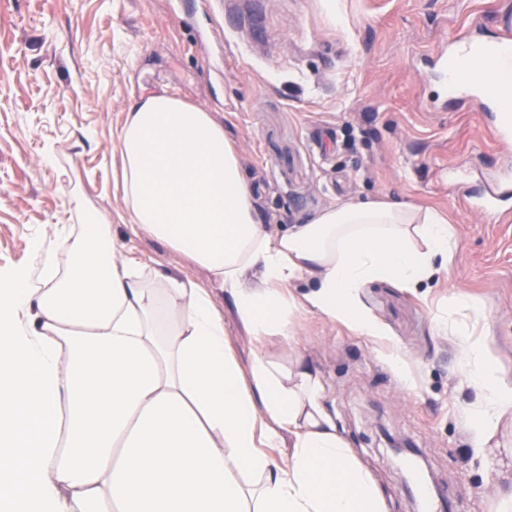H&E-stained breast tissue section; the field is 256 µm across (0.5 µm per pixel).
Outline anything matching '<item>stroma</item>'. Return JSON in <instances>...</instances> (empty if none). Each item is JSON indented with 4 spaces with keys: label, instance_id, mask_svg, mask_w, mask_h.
<instances>
[{
    "label": "stroma",
    "instance_id": "35a3bbf8",
    "mask_svg": "<svg viewBox=\"0 0 512 512\" xmlns=\"http://www.w3.org/2000/svg\"><path fill=\"white\" fill-rule=\"evenodd\" d=\"M510 26L512 0H0V276L32 267L37 241L79 228V201L108 216L123 255L208 283L130 231L114 188V132L134 100L162 87L223 124L275 229L337 201L438 211L455 245L436 273L358 293L381 335L301 305L308 277L287 290L299 302L290 344H258L230 296L213 295L242 370L259 351L283 367L303 356L385 512L412 509L378 442L383 428L422 450L454 512H496L512 420L477 442L468 414L481 395L464 362L484 342L512 384V202L502 214L473 204L512 173V141H491L479 97L449 95L439 59Z\"/></svg>",
    "mask_w": 512,
    "mask_h": 512
}]
</instances>
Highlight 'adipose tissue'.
Instances as JSON below:
<instances>
[{
    "label": "adipose tissue",
    "instance_id": "obj_1",
    "mask_svg": "<svg viewBox=\"0 0 512 512\" xmlns=\"http://www.w3.org/2000/svg\"><path fill=\"white\" fill-rule=\"evenodd\" d=\"M115 139L133 230L204 269L261 344L291 338L285 289L307 275L309 307L379 335L360 288L414 287L452 250L443 216L400 202L339 201L269 230L223 124L164 89L130 105ZM81 218L78 234L36 245L39 274L0 278V512H382L309 368L259 352L242 371L208 287L118 254L102 212ZM465 371L483 392L480 435L512 411V385L481 343ZM24 406L38 449L27 472ZM283 429L292 451L278 465L267 450Z\"/></svg>",
    "mask_w": 512,
    "mask_h": 512
}]
</instances>
